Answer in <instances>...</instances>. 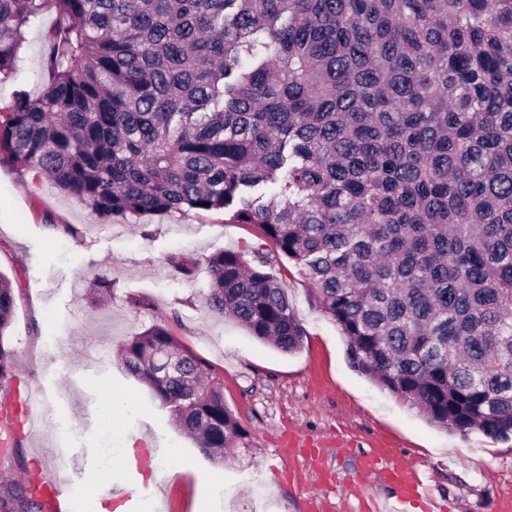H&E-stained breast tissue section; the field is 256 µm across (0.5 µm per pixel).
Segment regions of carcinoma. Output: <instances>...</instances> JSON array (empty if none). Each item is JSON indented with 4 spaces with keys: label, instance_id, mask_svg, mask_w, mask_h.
I'll use <instances>...</instances> for the list:
<instances>
[{
    "label": "carcinoma",
    "instance_id": "cac0c4a2",
    "mask_svg": "<svg viewBox=\"0 0 512 512\" xmlns=\"http://www.w3.org/2000/svg\"><path fill=\"white\" fill-rule=\"evenodd\" d=\"M48 9L44 88L0 108V161L103 218L258 227L252 260H206L209 309L298 351L285 258L361 372L447 431L512 439V0H0V76ZM15 305L0 277V385ZM120 358L210 457L243 442L167 324ZM0 512L46 502L13 482Z\"/></svg>",
    "mask_w": 512,
    "mask_h": 512
}]
</instances>
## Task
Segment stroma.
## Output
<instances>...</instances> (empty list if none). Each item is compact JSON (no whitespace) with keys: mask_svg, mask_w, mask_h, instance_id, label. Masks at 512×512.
Returning a JSON list of instances; mask_svg holds the SVG:
<instances>
[{"mask_svg":"<svg viewBox=\"0 0 512 512\" xmlns=\"http://www.w3.org/2000/svg\"><path fill=\"white\" fill-rule=\"evenodd\" d=\"M54 22L48 10L27 29L15 74L0 80V107L18 89L41 92ZM64 224L77 236L62 233ZM259 242L257 227L227 223L220 210L104 220L36 171L1 162L0 274L17 296L8 337L18 362L11 388L38 395L45 408L42 422L18 433L13 477L55 462L79 500L97 449L120 452L133 441L156 458L152 470H129L125 499L155 501L156 512H302L306 498L319 512H363L362 495L388 493L361 480L355 458L366 453L425 470L446 512H512V440L434 426L359 372L339 327L296 271L283 282L306 330L297 352H280L208 309L205 259ZM184 257L198 263L194 281L175 268ZM102 278L112 284L105 298L92 293ZM160 321L220 381L246 432L232 456L209 458L121 364V345ZM116 390L130 397L133 415L109 433L94 411ZM291 434L304 445H328L330 480L313 468L293 469L281 456Z\"/></svg>","mask_w":512,"mask_h":512,"instance_id":"stroma-1","label":"stroma"}]
</instances>
